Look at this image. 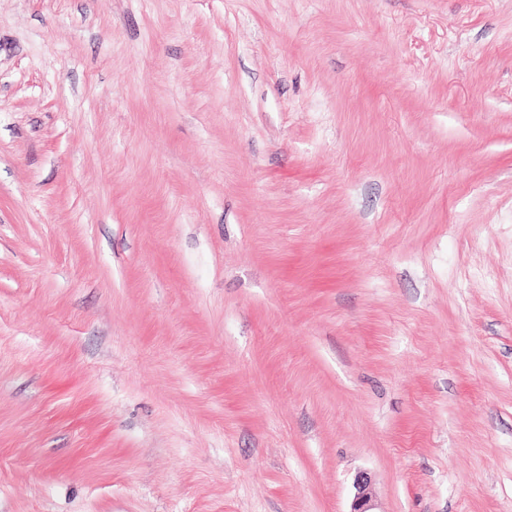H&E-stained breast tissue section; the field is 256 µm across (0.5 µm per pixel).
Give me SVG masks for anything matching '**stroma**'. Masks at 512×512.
<instances>
[{"mask_svg": "<svg viewBox=\"0 0 512 512\" xmlns=\"http://www.w3.org/2000/svg\"><path fill=\"white\" fill-rule=\"evenodd\" d=\"M512 512V0H0V512ZM371 481L368 476L361 474L356 480V493L349 512H375L372 511V495L370 492Z\"/></svg>", "mask_w": 512, "mask_h": 512, "instance_id": "35a3bbf8", "label": "stroma"}]
</instances>
